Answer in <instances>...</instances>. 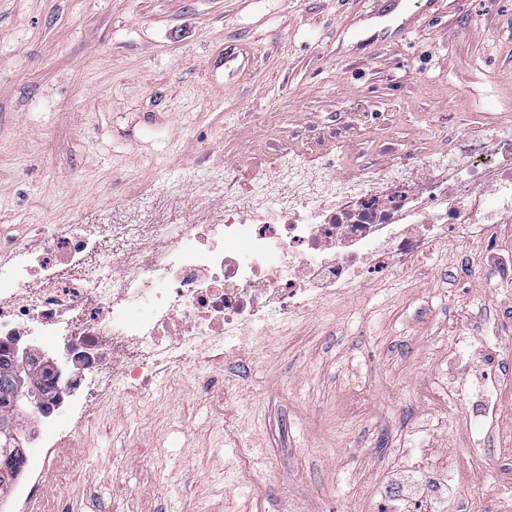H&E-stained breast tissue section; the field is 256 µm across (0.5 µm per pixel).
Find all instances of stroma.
Returning a JSON list of instances; mask_svg holds the SVG:
<instances>
[{
	"instance_id": "stroma-1",
	"label": "stroma",
	"mask_w": 512,
	"mask_h": 512,
	"mask_svg": "<svg viewBox=\"0 0 512 512\" xmlns=\"http://www.w3.org/2000/svg\"><path fill=\"white\" fill-rule=\"evenodd\" d=\"M372 0H0V234L150 208L160 174L339 152L345 170L512 123V0H438L407 41L352 51ZM252 66L215 69L224 45ZM512 223L237 345L223 389L108 399L69 512H389L393 477L451 479L439 512H512ZM498 407L469 427L467 396ZM145 448L161 449L166 472ZM250 449L260 489L234 483Z\"/></svg>"
}]
</instances>
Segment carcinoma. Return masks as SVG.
Here are the masks:
<instances>
[{"instance_id":"carcinoma-1","label":"carcinoma","mask_w":512,"mask_h":512,"mask_svg":"<svg viewBox=\"0 0 512 512\" xmlns=\"http://www.w3.org/2000/svg\"><path fill=\"white\" fill-rule=\"evenodd\" d=\"M55 387V377L35 363H25L10 351L0 354V493L12 484L25 466L15 434L21 421L15 411L32 398L31 389L45 396Z\"/></svg>"}]
</instances>
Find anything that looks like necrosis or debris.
Returning a JSON list of instances; mask_svg holds the SVG:
<instances>
[{
	"instance_id": "4bbe7bcc",
	"label": "necrosis or debris",
	"mask_w": 512,
	"mask_h": 512,
	"mask_svg": "<svg viewBox=\"0 0 512 512\" xmlns=\"http://www.w3.org/2000/svg\"><path fill=\"white\" fill-rule=\"evenodd\" d=\"M320 173L289 160L257 172L262 190L241 192L242 173L214 168L166 178L156 191L184 202L173 224H76L48 241L18 244L0 267V341L39 337L79 374L70 439L57 442L40 473L15 488L18 512H59L42 487L64 483L90 447L71 445L95 405L114 395L159 397L179 376L187 390L213 389L246 333L271 345L279 322L378 271L395 273L448 234L478 227L493 237L512 223V131L479 129L444 154L410 152ZM223 208H213L215 198ZM111 242L115 262L96 256Z\"/></svg>"
}]
</instances>
